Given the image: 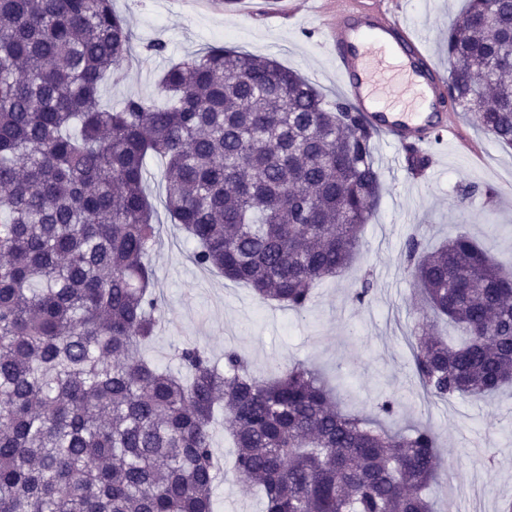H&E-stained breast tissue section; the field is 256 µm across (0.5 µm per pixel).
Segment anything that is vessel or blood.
Wrapping results in <instances>:
<instances>
[{
	"instance_id": "b4317fda",
	"label": "vessel or blood",
	"mask_w": 512,
	"mask_h": 512,
	"mask_svg": "<svg viewBox=\"0 0 512 512\" xmlns=\"http://www.w3.org/2000/svg\"><path fill=\"white\" fill-rule=\"evenodd\" d=\"M323 44L343 98L398 148L425 149L450 133L448 79L426 53L424 34L398 12L342 0Z\"/></svg>"
}]
</instances>
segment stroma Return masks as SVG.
Instances as JSON below:
<instances>
[{
	"label": "stroma",
	"mask_w": 512,
	"mask_h": 512,
	"mask_svg": "<svg viewBox=\"0 0 512 512\" xmlns=\"http://www.w3.org/2000/svg\"><path fill=\"white\" fill-rule=\"evenodd\" d=\"M396 4L411 26L425 28L428 50L449 69L445 35L465 0H366ZM134 34L133 64L105 78L102 100L116 105L138 95L158 99V76L167 58L178 59L221 42L276 60L308 78L328 98L339 94L322 45L323 17L312 0H114ZM167 45L166 57L147 52ZM456 131L428 150L432 178L409 182L404 159L390 141L376 138L374 155L384 186L352 265L324 279L301 313L261 302L243 284L201 269L189 259L184 232L169 224L164 185L150 163L146 192L164 223L149 254L165 322L146 350L162 367L177 368L175 349L192 341L222 357L232 347L255 374L270 377L304 362L320 370L343 410L371 414L386 396L397 399L394 426L423 424L443 449L435 486V512H500L512 500V388L483 400L454 398L421 405L410 371V334L419 319L414 285L402 263L409 236L438 246L457 231L470 233L503 266L512 265V148L478 131L453 110ZM493 198H486L485 190ZM369 278L367 303L349 299L353 285ZM260 493L234 476L215 490L216 512H261Z\"/></svg>",
	"instance_id": "35a3bbf8"
}]
</instances>
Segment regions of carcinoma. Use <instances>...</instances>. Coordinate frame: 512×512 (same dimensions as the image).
Segmentation results:
<instances>
[{
    "label": "carcinoma",
    "instance_id": "1",
    "mask_svg": "<svg viewBox=\"0 0 512 512\" xmlns=\"http://www.w3.org/2000/svg\"><path fill=\"white\" fill-rule=\"evenodd\" d=\"M130 31L112 0H0V512H212L213 425L263 512H433L427 427L342 410L322 374L271 379L186 342L180 372L146 360L164 318L148 262L165 210L192 261L302 312L355 259L381 194L375 132L276 61L208 46L167 67L165 103L102 102ZM512 0H467L448 28V97L512 146ZM481 81V91L473 84ZM404 264L423 307L411 370L432 399L512 384V270L468 233ZM446 317L456 340L434 335Z\"/></svg>",
    "mask_w": 512,
    "mask_h": 512
}]
</instances>
